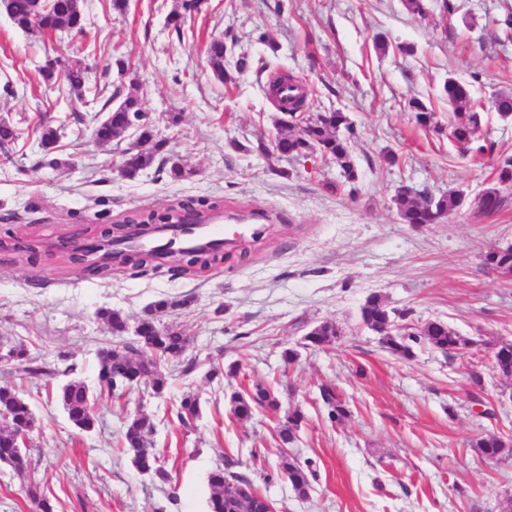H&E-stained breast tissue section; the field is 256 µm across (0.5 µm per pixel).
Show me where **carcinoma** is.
Segmentation results:
<instances>
[{
	"label": "carcinoma",
	"mask_w": 512,
	"mask_h": 512,
	"mask_svg": "<svg viewBox=\"0 0 512 512\" xmlns=\"http://www.w3.org/2000/svg\"><path fill=\"white\" fill-rule=\"evenodd\" d=\"M199 10V0H182L180 8L169 14L168 22L177 30L181 29L186 14ZM47 25L60 31L64 25L84 20L79 0H58L49 8ZM36 14L34 0H10L9 16L14 24L23 31L30 32L31 21ZM230 48L221 39L211 41L207 57L213 76L226 85H234L237 75L253 65L244 53L230 57ZM63 83L69 94L84 99L91 92L88 74L79 59L64 63ZM448 103L454 108L453 120L449 126L448 139L461 154L475 156L487 155L493 158L498 183H512V156L494 155V145L481 142L478 136L481 104L473 96L471 85L452 77L444 84ZM108 99L102 110L108 113L105 120L97 123L91 130L92 139L98 144H107L123 132L134 129L138 132L136 141L123 150L120 167L124 176L133 178L153 166L157 172L166 173L174 181L182 180L189 172L168 155L167 142L160 138L135 95H128L116 107ZM416 112V121L421 126L433 123L434 113L423 102H409ZM305 107L304 93L288 97V119H279L281 126L288 132L279 134L273 142H258L257 150L264 154L277 153L285 157H302L319 154L330 159L341 170L344 183L349 185L348 195L358 193L357 173L351 152V141L355 131L349 118L343 112H313L296 123V114ZM393 201L401 219L415 227L439 224L448 214L459 210L464 204L463 193L450 190L438 196L425 191L402 186L396 190ZM502 204L499 189L495 187L483 191L478 197L477 207L487 214L496 212ZM484 265L493 270L512 269V246L489 251L484 256ZM191 298L164 297L154 301L150 310L135 326V340L120 346L105 345L96 350L97 386L100 394H123L145 383L153 394L160 396L169 385V377L164 372V363L178 360L183 363V374L193 373L197 359L188 355L190 337L186 332L172 325L160 323L158 314L184 309ZM98 317L105 320L112 333L120 336L127 332V318L118 310L101 308ZM405 312H390L378 295L370 296L361 308V320L370 330L380 336L382 347L391 355L408 359L413 354V345L423 341L444 353L456 352L464 338L439 321H428L421 329L402 325L392 329L396 320H404ZM343 335V331L334 323H322L312 328L305 336V346L326 348L332 346ZM8 353L15 371L26 379H35L48 387L61 376L69 377L56 390V398L67 414L69 422L81 432L95 429L96 418L91 408V390L82 380L73 377L75 364L69 362L65 354L58 356V362L49 364L31 354L30 349L18 343L9 347ZM321 398L327 405L328 417L332 421L341 420L347 410L343 401L329 387L321 389ZM232 414L240 420L249 419L254 412L262 410L276 411L280 402L269 384L256 383L242 391L230 394ZM199 414L197 397L186 393L182 395L176 407L178 422L189 425L190 420ZM303 416L294 411L280 422L278 430L283 444L293 442ZM34 428V416L29 403L22 398L14 387L0 386V464L9 466L17 473L30 470L31 462L27 455L25 437ZM153 424L149 418L135 415L125 424L121 443L123 452L140 472L162 483L170 481L171 476L164 468L159 452L152 448L150 435ZM482 456L497 459L503 455H512V445L497 437H488L477 443ZM277 474L285 479L293 491L300 497H306L311 489L310 477L314 473L296 459L287 455L281 457ZM209 483L214 493L209 501L210 512H257L262 506V494L247 476L228 470L224 465L217 466L209 474Z\"/></svg>",
	"instance_id": "1"
}]
</instances>
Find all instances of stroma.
<instances>
[{"label":"stroma","instance_id":"obj_1","mask_svg":"<svg viewBox=\"0 0 512 512\" xmlns=\"http://www.w3.org/2000/svg\"><path fill=\"white\" fill-rule=\"evenodd\" d=\"M177 2L128 0L120 14L111 0H83V31L52 36L21 31L0 11V118L18 134L0 147V342L24 343L48 363L67 354L92 387L97 348L123 342L99 309L121 310L133 327L152 302L189 294V307L160 321L188 331L198 361L188 376L168 362L163 396L140 388L95 397L89 433L74 428L41 383L0 369V385L14 386L35 416L31 472L0 465V512H35L32 485L58 512H208V475L227 458L276 512H499L512 497V457L485 458L476 443L512 441V377L493 368L486 349L512 342V281L483 259L512 245V186L499 187L500 211L481 214L478 195L496 185L491 159L460 158L447 132L416 123L409 102L422 101L444 127L452 114L445 81L471 84L488 104L480 137L512 155V120L489 107L512 92V42L499 39L496 25L512 0H458L457 12L434 9L424 19L401 0H204L179 32L167 23ZM215 38L235 41L266 69L226 89L207 64ZM380 41L387 50L377 49ZM55 56L92 64L89 83L103 97L118 87L136 94L188 177L151 169L120 176L132 133L91 142L101 105L44 81L41 68ZM119 57L129 65L123 76ZM286 71L302 82L309 111L341 110L355 127L357 196L326 190L341 175L320 155L257 152L281 116L264 89ZM45 123L60 130L50 155L38 139ZM390 152L392 166L383 160ZM401 186L460 190L466 202L443 223L416 228L393 202ZM178 202L210 204L215 223L240 218L265 233L226 248L223 264L200 277L175 275L171 256L142 276L117 265L101 277L57 247ZM373 293L407 311L408 323L440 320L484 347L449 358L419 343L411 359L395 358L360 319ZM325 322L343 336L324 350L305 347L307 332ZM289 347L298 357L287 364ZM215 362L237 365L236 377H211ZM259 381L275 383L279 411L235 418L230 393ZM328 386L347 407L343 420L328 418L320 396ZM186 392L199 400L188 429L175 416ZM293 410L304 420L285 446L275 427ZM138 413L154 425L167 483L140 473L119 448ZM284 453L310 462L308 497L278 477Z\"/></svg>","mask_w":512,"mask_h":512}]
</instances>
